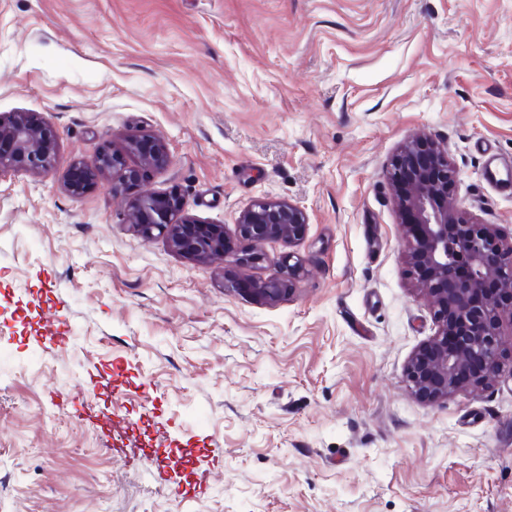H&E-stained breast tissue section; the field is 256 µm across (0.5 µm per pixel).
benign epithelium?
I'll list each match as a JSON object with an SVG mask.
<instances>
[{
    "label": "benign epithelium",
    "instance_id": "1",
    "mask_svg": "<svg viewBox=\"0 0 512 512\" xmlns=\"http://www.w3.org/2000/svg\"><path fill=\"white\" fill-rule=\"evenodd\" d=\"M3 141L9 150L0 151V175L47 171L57 162L52 129L23 114L0 119ZM127 145L143 166H160L168 160L165 147L148 136L133 133ZM70 172L68 188L74 195L82 194L100 176L117 175L124 183L140 177L139 168L128 166L126 152L113 149L101 150L89 165L72 164ZM388 177L397 189L399 209L410 212L421 228L415 236L412 225H403V246L410 273L431 300L438 324L433 338L408 363L409 385L427 399L446 397L465 386L479 388L504 367L503 324L512 325V239L505 240L490 225L466 217L461 208L448 203V186L456 172L433 141L424 137L410 141L391 164ZM130 220L141 235L164 236L176 251L198 260L232 259L244 265L265 260L261 253H235L224 226L196 223L177 194L139 195L130 204ZM236 230L240 238L255 243L291 242L306 233L307 219L295 205L263 198L240 216ZM461 257L468 260L470 273L456 279ZM302 271V262L288 256L250 292L276 301L292 289ZM450 335L455 337L452 346Z\"/></svg>",
    "mask_w": 512,
    "mask_h": 512
}]
</instances>
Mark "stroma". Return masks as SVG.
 Returning <instances> with one entry per match:
<instances>
[{
	"instance_id": "1",
	"label": "stroma",
	"mask_w": 512,
	"mask_h": 512,
	"mask_svg": "<svg viewBox=\"0 0 512 512\" xmlns=\"http://www.w3.org/2000/svg\"><path fill=\"white\" fill-rule=\"evenodd\" d=\"M18 112L58 162L0 178V512H512V371L409 387L437 323L386 176L428 135L460 206L512 236L482 175L483 146L512 160V0H0ZM133 132L168 163L69 192L72 162ZM140 190L179 193L240 253L257 199L308 228L258 265L197 261L132 231ZM289 253L291 293L242 289Z\"/></svg>"
}]
</instances>
